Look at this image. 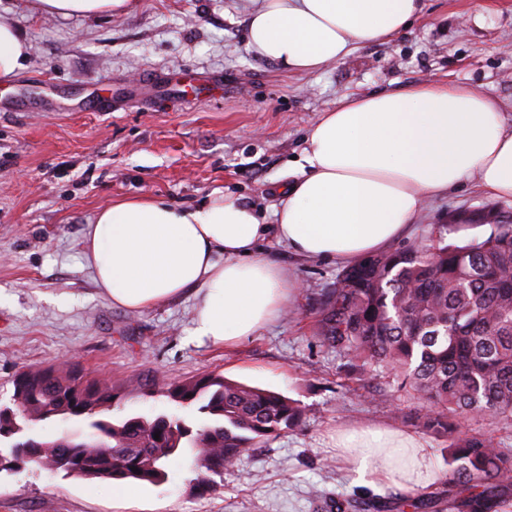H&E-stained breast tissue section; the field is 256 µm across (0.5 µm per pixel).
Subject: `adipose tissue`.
Instances as JSON below:
<instances>
[{
  "label": "adipose tissue",
  "instance_id": "adipose-tissue-1",
  "mask_svg": "<svg viewBox=\"0 0 512 512\" xmlns=\"http://www.w3.org/2000/svg\"><path fill=\"white\" fill-rule=\"evenodd\" d=\"M132 0H34V11L93 18ZM423 0H254L247 45L283 69L311 74L400 34ZM31 46L0 13V84ZM271 218L218 193L182 208L142 196L102 208L84 229V259L102 295L132 311L192 297L198 342L227 349L275 321L298 284L267 257L277 243L305 260L348 262L385 250L424 201L476 178L512 200V128L496 101L464 85L431 83L343 98L311 128L302 162ZM336 447L358 484L418 490L434 483L429 452L412 436L371 427L340 432Z\"/></svg>",
  "mask_w": 512,
  "mask_h": 512
}]
</instances>
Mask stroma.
Listing matches in <instances>:
<instances>
[{"label":"stroma","mask_w":512,"mask_h":512,"mask_svg":"<svg viewBox=\"0 0 512 512\" xmlns=\"http://www.w3.org/2000/svg\"><path fill=\"white\" fill-rule=\"evenodd\" d=\"M0 7L31 45L17 79L0 85V394L22 371L76 364L112 381L114 420L177 412L168 383L210 372L302 409L296 427L243 454L211 494L193 492L188 453L134 499L30 464L0 472V512H324L317 490L332 501L409 499L354 483L333 438L362 425L421 441L438 474L429 494L446 490L448 442L415 425L416 400L359 375L317 334L322 295L344 263L265 242L301 288L260 335L227 350L191 340L190 298L112 306L84 262L83 233L104 205L142 195L190 207L220 191L272 211L311 126L345 96L464 84L494 98L511 126L512 0H425L407 31L309 75L248 49L251 0H137L130 13L92 20L37 17L28 0ZM489 203L464 182L427 200L397 244Z\"/></svg>","instance_id":"stroma-1"}]
</instances>
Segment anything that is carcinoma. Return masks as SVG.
<instances>
[{
  "instance_id": "carcinoma-1",
  "label": "carcinoma",
  "mask_w": 512,
  "mask_h": 512,
  "mask_svg": "<svg viewBox=\"0 0 512 512\" xmlns=\"http://www.w3.org/2000/svg\"><path fill=\"white\" fill-rule=\"evenodd\" d=\"M441 224L418 243L372 254L345 270L321 302L317 335L366 374L381 368L393 386L416 397V423L450 439V500L463 512H497L493 489L512 484V454L485 435L457 432L471 416L512 418V220L489 229ZM170 401L196 407L201 422L158 414L112 421V383L75 367L26 370L0 405V457L84 479L159 483L167 460L189 448L193 486L216 490L215 477L249 449L298 424L302 410L288 397L208 373L169 384ZM33 415L48 410L84 418V440L66 433L45 440L30 433ZM159 439H154V435ZM137 471H132V468ZM412 512H436L438 499L416 498Z\"/></svg>"
}]
</instances>
